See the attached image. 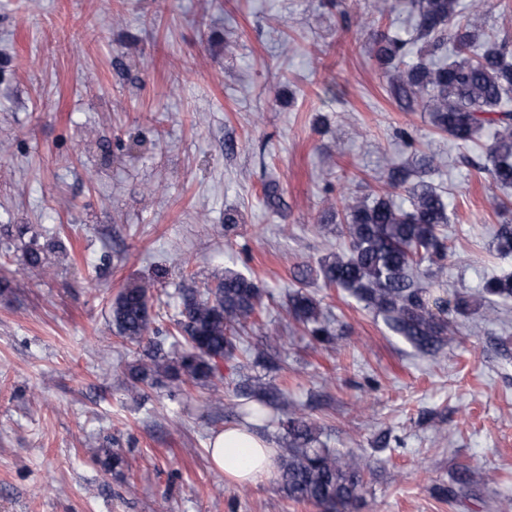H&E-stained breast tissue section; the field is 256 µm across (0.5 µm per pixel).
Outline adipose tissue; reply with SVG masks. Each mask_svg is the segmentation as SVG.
<instances>
[{"instance_id":"ef3b65f1","label":"adipose tissue","mask_w":512,"mask_h":512,"mask_svg":"<svg viewBox=\"0 0 512 512\" xmlns=\"http://www.w3.org/2000/svg\"><path fill=\"white\" fill-rule=\"evenodd\" d=\"M210 454L226 478L240 483L261 482L274 469L271 445L245 425L229 426L217 434L211 442Z\"/></svg>"}]
</instances>
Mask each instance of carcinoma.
Here are the masks:
<instances>
[{"label": "carcinoma", "instance_id": "obj_1", "mask_svg": "<svg viewBox=\"0 0 512 512\" xmlns=\"http://www.w3.org/2000/svg\"><path fill=\"white\" fill-rule=\"evenodd\" d=\"M414 22L407 37L378 33L373 39L375 59L387 77L390 95L401 109L421 107L439 134L468 143L488 125L498 127L483 161L476 164L486 174L492 190L512 189V49L509 40L485 35L462 19L463 13L480 15L490 0H412ZM442 157L421 152L407 164L389 162L388 191L368 199L351 194L332 203L328 212L340 215L344 248L322 258L313 267L303 264L294 276L305 281L317 275L328 287L350 291L396 333L429 350L443 336L456 334L448 315L464 314L469 301L456 294L438 292L422 283L425 264L442 270L448 261L445 230L449 222L444 192L424 180L438 170ZM405 192L397 203L392 191ZM495 250L512 255V222L499 225ZM56 246H29L25 253L32 267L46 268ZM151 284L124 288L112 303V327L120 337L138 344L147 342L145 358L129 369L136 384L167 381L176 386L189 381L208 388L211 397L224 400V374L217 360L231 361L250 350L236 336L264 305V292L253 279L224 271L205 293L195 288L179 290L176 331L186 348L167 353L150 313ZM483 288L512 301V276L484 282ZM293 319L314 339L331 344L335 334L322 320L321 302L296 292L288 297ZM231 413L240 418L265 421L277 411L288 436V447L279 454L277 482L289 500L308 502L326 512L355 504L371 462L363 454L342 453L318 447V428L299 410L288 409V392L237 394Z\"/></svg>", "mask_w": 512, "mask_h": 512}]
</instances>
